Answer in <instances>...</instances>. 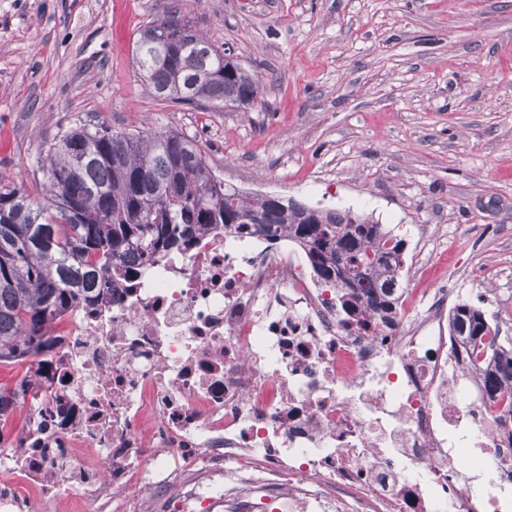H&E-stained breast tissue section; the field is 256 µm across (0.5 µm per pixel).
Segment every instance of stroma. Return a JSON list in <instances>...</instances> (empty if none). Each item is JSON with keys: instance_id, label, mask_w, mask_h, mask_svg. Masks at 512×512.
Here are the masks:
<instances>
[{"instance_id": "obj_1", "label": "stroma", "mask_w": 512, "mask_h": 512, "mask_svg": "<svg viewBox=\"0 0 512 512\" xmlns=\"http://www.w3.org/2000/svg\"><path fill=\"white\" fill-rule=\"evenodd\" d=\"M193 22L263 88L246 110L151 97L138 29ZM176 130L225 185L434 240L437 287L512 336V0H0V175L36 192L71 127Z\"/></svg>"}]
</instances>
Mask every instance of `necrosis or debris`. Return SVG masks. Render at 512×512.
Listing matches in <instances>:
<instances>
[{"label":"necrosis or debris","mask_w":512,"mask_h":512,"mask_svg":"<svg viewBox=\"0 0 512 512\" xmlns=\"http://www.w3.org/2000/svg\"><path fill=\"white\" fill-rule=\"evenodd\" d=\"M126 265L23 382L0 512H512L506 401L469 372L447 289L399 281L388 327L348 315L293 240L221 228Z\"/></svg>","instance_id":"4bbe7bcc"}]
</instances>
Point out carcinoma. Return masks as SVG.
Returning a JSON list of instances; mask_svg holds the SVG:
<instances>
[{
    "mask_svg": "<svg viewBox=\"0 0 512 512\" xmlns=\"http://www.w3.org/2000/svg\"><path fill=\"white\" fill-rule=\"evenodd\" d=\"M224 46L173 13L140 29L133 53L151 94L195 107L246 109L260 86ZM36 196L0 176V364L48 353L55 321L94 288L125 275L128 258L154 261L218 225L269 239L286 235L308 252L343 302L393 321L406 241L371 216L319 208L224 185L203 148L176 130L117 132L75 127L42 151ZM452 332L486 361L487 389L509 399L500 426L512 427V339L466 302ZM17 390L0 388V420Z\"/></svg>",
    "mask_w": 512,
    "mask_h": 512,
    "instance_id": "carcinoma-1",
    "label": "carcinoma"
}]
</instances>
